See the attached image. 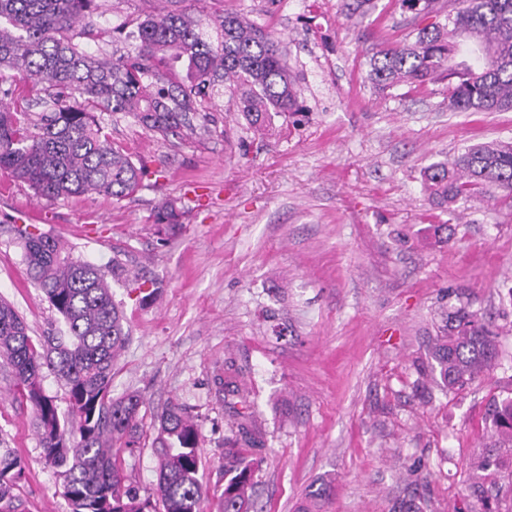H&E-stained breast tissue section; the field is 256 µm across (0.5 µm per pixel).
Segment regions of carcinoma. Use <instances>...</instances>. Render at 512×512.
I'll return each mask as SVG.
<instances>
[{"instance_id":"carcinoma-1","label":"carcinoma","mask_w":512,"mask_h":512,"mask_svg":"<svg viewBox=\"0 0 512 512\" xmlns=\"http://www.w3.org/2000/svg\"><path fill=\"white\" fill-rule=\"evenodd\" d=\"M412 14L404 40L384 43L368 59L366 79L387 91L405 83L421 90L448 81L451 112L512 110V0H401ZM96 0H0V96L35 94L46 106L29 112L0 107V171L26 182L48 200L97 193L116 200L135 193L148 172L104 133L100 113L128 114L163 138L207 121L198 103L221 80L237 93L239 115L254 133L274 131V117L298 107L285 55L272 34L236 12L213 23L178 12L148 14L132 30L134 53L110 61L90 55L80 39ZM430 203L455 209L491 189L512 201V143L471 145L451 162L425 167ZM184 208L162 202L155 223L182 224ZM30 277L61 315L66 332L38 342L23 318L0 300V359L36 415L46 462L70 486L71 512H204L199 478L200 434L181 406L157 416L151 448L157 459L153 491L140 494L124 453L143 447L136 392L111 395L112 367L128 332L100 269L72 257L59 242L27 225L15 228ZM499 334L469 305L448 312L428 357L416 364L417 386L459 391L500 365ZM60 375L67 406L42 386L43 369ZM490 440L470 464L468 501L453 512H512V396L487 408ZM235 438L224 443L221 512H253L259 460L248 455L260 433L242 414ZM24 461L0 448V512H17L15 489Z\"/></svg>"}]
</instances>
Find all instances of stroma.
Returning <instances> with one entry per match:
<instances>
[{"label":"stroma","mask_w":512,"mask_h":512,"mask_svg":"<svg viewBox=\"0 0 512 512\" xmlns=\"http://www.w3.org/2000/svg\"><path fill=\"white\" fill-rule=\"evenodd\" d=\"M85 39L98 57L132 51L113 27L159 10L215 21L233 11L281 41L301 106L261 137L228 89L202 108L206 130L163 140L133 118L105 119L113 145L150 171L115 200L49 202L0 173V298L40 338L63 322L27 273L11 225L33 224L73 257L113 262L112 297L129 339L112 395L139 392L144 434L170 403L198 425L206 512L224 489V441L237 420L221 383L247 391L262 432L259 512H302L334 488L323 512H450L467 493L469 458L489 440L490 397L512 394V206L498 192L458 210L431 206L430 163L485 141L512 142V110L452 112L436 83L381 93L364 79L367 52L401 40L397 0H98ZM181 201L183 225L163 236L159 203ZM447 224V241L431 227ZM140 277L158 283L142 296ZM468 302L500 332L505 360L465 390L417 395L443 310ZM24 459L18 512H70L46 463L35 413L0 365V439Z\"/></svg>","instance_id":"obj_1"}]
</instances>
